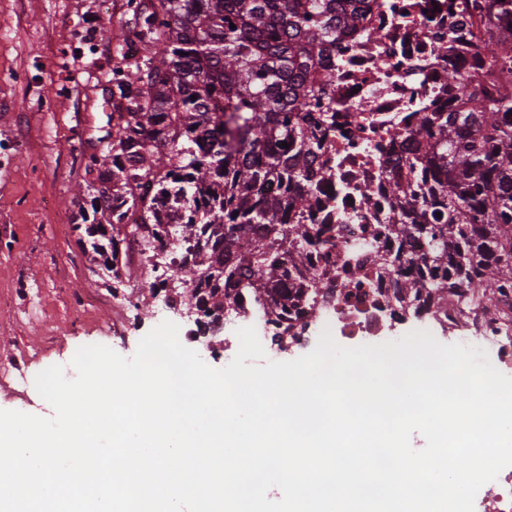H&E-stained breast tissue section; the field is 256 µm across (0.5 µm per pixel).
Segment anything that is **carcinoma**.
Wrapping results in <instances>:
<instances>
[{
	"label": "carcinoma",
	"mask_w": 512,
	"mask_h": 512,
	"mask_svg": "<svg viewBox=\"0 0 512 512\" xmlns=\"http://www.w3.org/2000/svg\"><path fill=\"white\" fill-rule=\"evenodd\" d=\"M361 4L127 0L131 18L115 34L112 130L85 168L88 198L74 200L73 230L92 238L91 258L118 278L122 240L144 252L167 233L184 246L203 240L192 265L171 270L178 296L219 315L257 274L274 323L291 333L288 281L304 293L326 287L308 269L314 254L330 264L335 247L330 225L300 221L314 207L300 185L314 170L329 174L301 113ZM485 51L506 73L494 92L460 76V104L416 125L435 141L432 157L410 162L429 175V193L394 186L408 205L440 212V227L388 230L429 242L432 264L403 282L405 294L432 292L444 305L449 288H466L485 318L512 325V56L494 41Z\"/></svg>",
	"instance_id": "1"
}]
</instances>
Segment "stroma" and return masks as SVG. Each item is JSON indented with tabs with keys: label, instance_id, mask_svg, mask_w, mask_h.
Segmentation results:
<instances>
[{
	"label": "stroma",
	"instance_id": "35a3bbf8",
	"mask_svg": "<svg viewBox=\"0 0 512 512\" xmlns=\"http://www.w3.org/2000/svg\"><path fill=\"white\" fill-rule=\"evenodd\" d=\"M127 20L126 0H0V362L25 358L32 377L83 345L132 356L158 325L156 300L113 306L111 273L71 229ZM9 387L0 410L53 416L35 386Z\"/></svg>",
	"mask_w": 512,
	"mask_h": 512
}]
</instances>
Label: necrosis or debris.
Masks as SVG:
<instances>
[{"label": "necrosis or debris", "mask_w": 512, "mask_h": 512, "mask_svg": "<svg viewBox=\"0 0 512 512\" xmlns=\"http://www.w3.org/2000/svg\"><path fill=\"white\" fill-rule=\"evenodd\" d=\"M489 40L512 42V0H364L356 27L340 36L317 106L334 115L330 128L316 130L328 145L330 175L310 180L316 205L306 218L334 229L335 265L320 261L315 267L330 273L333 283L302 303L289 346L315 347L310 329L321 320L336 322L355 345H372L400 309L446 325L467 317L471 330L459 336V344L484 349L500 372L512 370V336L478 316L469 291L449 289L444 312L429 294H401L404 278L416 268L397 262L399 250L421 261L428 249L421 240L400 245L384 231L385 225L418 217L392 192L394 184L414 180L407 159L433 150L432 141L412 134L418 118L447 111L449 101L458 100L454 76L487 85L481 47ZM250 317L262 325L267 355L281 356L284 345L270 311L250 292L239 307L225 310L224 336L206 341V356L232 347L241 319Z\"/></svg>", "instance_id": "necrosis-or-debris-1"}]
</instances>
